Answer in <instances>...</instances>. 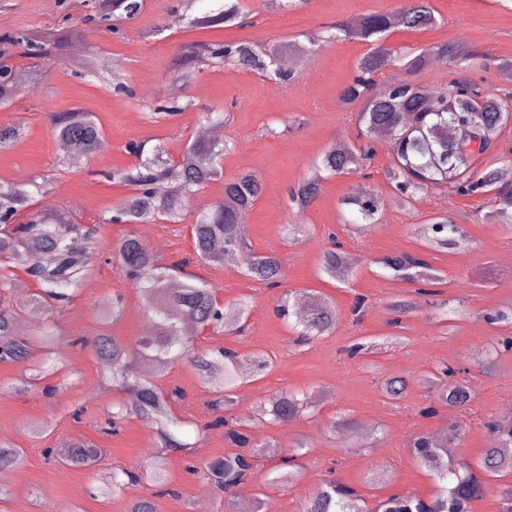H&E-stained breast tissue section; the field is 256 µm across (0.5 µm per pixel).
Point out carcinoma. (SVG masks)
Segmentation results:
<instances>
[{"label": "carcinoma", "mask_w": 512, "mask_h": 512, "mask_svg": "<svg viewBox=\"0 0 512 512\" xmlns=\"http://www.w3.org/2000/svg\"><path fill=\"white\" fill-rule=\"evenodd\" d=\"M145 0H98L103 21H128L139 16ZM243 0H181L182 15L194 28H209L242 18ZM438 24L429 0H406L398 16L373 13L351 21H338L327 36L321 32L305 34L302 51L311 55L323 43L334 39H355L369 43V50L358 60V76L340 94L343 106L362 104L357 113L359 137L366 145L342 143L334 146L310 165L307 178L289 189L291 205L305 210L319 192L324 178L342 174L369 156L372 144L382 139L392 155L389 180L395 192L412 201L417 195L447 184L460 195L489 194L495 203L493 217L512 223V160L500 165L478 169L477 157L486 154L490 140L496 139L512 112V92L500 96L485 91L480 85L459 77L466 68L469 53L451 44H441L414 54L388 47L392 29L399 25L419 30ZM82 36L72 28L53 32L0 35V106L12 102L16 84L30 75V67L21 60H61L68 44ZM445 63L453 78L438 91L422 89L415 81L391 82L377 91V81L392 64L410 75L428 67ZM214 64L260 74L270 80L288 84L296 75L285 47L277 44L258 45L249 41L226 43H188L183 45L178 60L180 77L189 82L194 74ZM74 73L91 76L112 88L116 95L129 96L132 89L120 73L108 79L89 57L73 63ZM151 122L170 120L183 107L172 102L168 106L151 104L144 107ZM56 139L69 145L72 153L90 158L98 149L103 133L92 112L73 108L53 115ZM456 131L452 139L443 130ZM25 135L22 124L0 126V149L11 147ZM228 144L191 139L183 158L174 159L160 145L146 148L144 142H131L126 151L135 157V164L112 174V179L130 187L131 193L114 208L109 221L126 224H149L162 221L182 223L192 197L208 183L224 173V155ZM0 183V363L23 365L22 378L16 387L28 391L39 381L64 370L55 357L59 333L54 321L44 324L31 336H15V324L28 308H41L52 316L80 290L90 274L95 248L97 225L77 224L63 213L39 206L34 193L41 192ZM261 195V181L251 172H244L224 183V195L204 205L190 225L193 255L198 264H221L224 254L244 256V274L270 288L280 286L283 278L281 258L274 253H256L237 234L235 226L240 214L254 206ZM344 205L355 214L353 224H375L382 201L372 190L348 198ZM421 244L416 253H401L383 258L385 268L413 282L430 283L428 252H448L459 247L466 238L460 225L446 214H438L432 223L419 230ZM119 268L128 285L137 290L151 315L152 334L141 338L136 351L129 350L121 340L102 331L74 344H92L106 367V380L130 393V399L117 406L108 420L110 430L130 417L150 421L157 427L159 445L139 471L117 468L102 483L101 493L108 494L141 477L160 483L166 480L169 451L192 452L194 444L180 439L172 427L177 418L168 408L171 397L158 380L165 376L173 359L187 358L200 382L216 393L224 409L234 403L235 392L247 379L239 370L240 355L235 349L218 352L198 348L196 338L203 330L228 335L244 332L251 313L245 300L224 303L217 292L204 281L182 278L172 267L162 265L136 235L129 234L117 245ZM357 260L343 245L323 251L319 273L323 277L344 282L356 268ZM39 285L25 303L14 307L3 305L4 294L17 284V271ZM284 315H296L295 326L307 340L319 339L336 328V310L326 299L311 290L289 294L281 305ZM486 319L503 329L490 353L499 356L512 351V300L501 303ZM403 343V337L392 335L381 344L357 342L348 347L349 356L375 354L386 346ZM462 370L448 364L435 367L425 381L437 391L436 401L452 409H465L473 400L472 389L457 379ZM309 407V396L282 393L256 408L248 415L228 419L216 417L211 425L224 427L225 440L241 449L210 460L205 475L216 486L230 492L253 473L254 458L275 451L266 444L249 450L250 431L257 424L283 423L301 416ZM491 443L475 464L448 456V449L457 447L460 427L451 425L440 441L428 435L411 440L413 457L434 476L437 490L429 499L412 492L391 495L378 502L372 510L358 489L340 480H326L316 488L305 506V512H471L473 501L483 497L493 483H501L499 512H512V456L504 449L512 447V420H491L486 423ZM70 467L91 468L98 464L101 449L88 441L70 443L62 448H49ZM20 448L0 446V495L4 480L20 462ZM296 456L281 458L282 469L268 479L265 488L275 490L294 483L301 475Z\"/></svg>", "instance_id": "cac0c4a2"}]
</instances>
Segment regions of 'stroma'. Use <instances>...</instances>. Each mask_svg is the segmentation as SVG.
<instances>
[{"mask_svg":"<svg viewBox=\"0 0 512 512\" xmlns=\"http://www.w3.org/2000/svg\"><path fill=\"white\" fill-rule=\"evenodd\" d=\"M404 2L308 0L286 9L269 7L267 0H248L244 25L199 29L181 21L179 0H147L143 14L114 31L90 21L94 0H0V35L78 26L83 56L95 57L101 69L118 68L136 92L132 98L117 96L75 78L55 61H42L29 93L0 108V125L21 122L27 129L22 141L0 150V182H47L45 207L65 209L76 222L100 227L92 271L56 319L62 335L57 355L66 366L67 380L53 376L46 387L19 393L14 389L19 365L0 363V444L24 450L9 477L8 501L1 507L5 512H127L129 503L140 497L152 499L158 512H196L203 494L209 512H224V490L186 469L190 463L203 466L231 448L223 428L212 425L216 394L199 383L184 360L170 366L162 386L182 391L171 410L184 420L183 436L194 443V453H170L166 489L139 482L108 497L97 496V486L114 469L140 468L155 451L157 438L154 427L137 418L126 419L117 433H105L108 412L127 394L105 383L92 347L76 343L102 327L133 350L150 323L138 292L120 276L119 263L112 258L114 244L125 235L138 234L164 264L192 257L188 224L103 223V216L129 193L127 186L106 180L105 175L133 164L125 150L131 141L160 143L170 156L181 154L199 129L198 116L205 108L229 112L224 139L231 150L224 157L223 179L201 189L191 205L196 208L221 198L225 182L241 173L257 174L263 192L248 211L246 239L254 252H277L285 276L277 289L246 277L238 263L190 265V273L215 288L224 301L246 299L253 305L242 335L208 332L198 336L197 344L229 346L246 358L260 352L270 359L267 372L237 392L233 415L248 413L281 392L308 394L314 402L292 422L265 424L252 432L254 441L273 442L281 453L298 441L306 443L301 476L271 493L261 512H302L318 484L329 477L360 489L371 506L405 491L431 497L435 480L416 462L408 443L414 435H432L452 424L462 431L455 457L474 463L483 456L490 439L486 421L505 418L512 407V351L489 369L474 361L501 334L487 321V313L512 300V229L489 219L490 196L459 195L440 186L417 196L411 205H401L388 180L391 153L378 142L373 154L352 171L325 179L305 212L290 208L288 190L306 178L310 162L338 143L357 140L356 111L342 107L339 96L357 74L356 64L368 49L365 42H329L312 57L295 60L296 77L287 85L223 66L200 70L184 85L176 72L187 43L247 40L288 47L334 21L395 11ZM430 6L437 26L394 29L388 45L419 50L448 42L475 50L477 56L464 77L490 91L512 90V83L498 70L502 62L512 61V0H430ZM173 99L183 107L180 115L159 123L146 119L144 104ZM74 107L95 114L106 146L104 153L76 168L60 153L50 122L52 113ZM356 187L374 190L384 202L378 223L362 232L344 221L343 202ZM439 212L452 219L461 213L469 217L460 248L427 256L441 275L436 286L440 299L459 303L455 329L448 335L426 303L404 316L400 326H392L389 304L401 297L417 299L419 286L379 264L385 256L418 250L419 227ZM293 224L307 227L306 234L294 241L288 238ZM334 237L345 250L357 247L365 255L364 264L344 284L318 275L320 254ZM305 288L334 305L337 322L330 335L300 345L275 306L282 290ZM116 294L124 298L121 318L100 324L99 311L110 306ZM360 296L366 307L357 316L353 306ZM395 332L405 336L404 346L348 357L346 348L352 342ZM441 363L464 369L475 398L462 411L440 404L435 414L420 416L419 408L429 400L424 376ZM392 379L405 384L396 400L383 392ZM343 419L352 420L358 429L370 427V435L345 442L334 429ZM71 440L102 448L99 464L74 468L47 456V449ZM379 466L389 479L375 485L371 478Z\"/></svg>","mask_w":512,"mask_h":512,"instance_id":"obj_1","label":"stroma"}]
</instances>
